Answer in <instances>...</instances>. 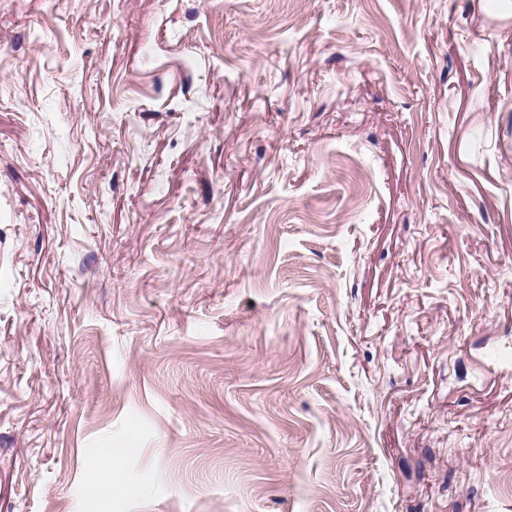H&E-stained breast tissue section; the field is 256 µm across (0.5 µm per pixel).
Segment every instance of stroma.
Here are the masks:
<instances>
[{"label":"stroma","mask_w":512,"mask_h":512,"mask_svg":"<svg viewBox=\"0 0 512 512\" xmlns=\"http://www.w3.org/2000/svg\"><path fill=\"white\" fill-rule=\"evenodd\" d=\"M0 512H512V0H0ZM125 453V449L99 448L95 461L99 469L100 483L88 490L91 498H94L102 487H112L113 477L118 472Z\"/></svg>","instance_id":"obj_1"}]
</instances>
